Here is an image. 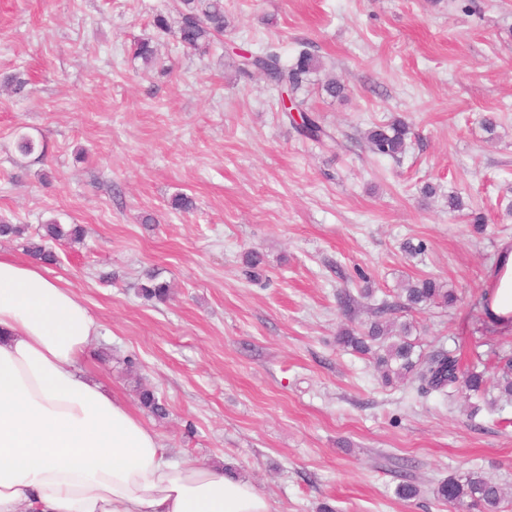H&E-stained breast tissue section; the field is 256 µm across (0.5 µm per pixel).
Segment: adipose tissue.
Segmentation results:
<instances>
[{"label": "adipose tissue", "mask_w": 512, "mask_h": 512, "mask_svg": "<svg viewBox=\"0 0 512 512\" xmlns=\"http://www.w3.org/2000/svg\"><path fill=\"white\" fill-rule=\"evenodd\" d=\"M489 310L512 321V244ZM99 324L37 264L0 255V512H271L249 482L172 459L78 366Z\"/></svg>", "instance_id": "1"}]
</instances>
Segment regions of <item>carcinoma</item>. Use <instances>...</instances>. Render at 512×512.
Wrapping results in <instances>:
<instances>
[{"label": "carcinoma", "mask_w": 512, "mask_h": 512, "mask_svg": "<svg viewBox=\"0 0 512 512\" xmlns=\"http://www.w3.org/2000/svg\"><path fill=\"white\" fill-rule=\"evenodd\" d=\"M176 11L177 27H172L163 14L155 16L153 25L160 34L172 36L182 47L204 55L214 40L224 35L227 26L224 0H177ZM157 52L155 42L142 40L136 45L134 57L148 69ZM235 56L239 74L248 77L260 72L280 93L287 95L291 105L282 106L283 116L291 120L292 111L300 113L302 123L295 129L301 136L321 144L327 140L335 141L308 100L298 95L308 77L321 70L319 56L307 49L301 50L290 63L282 62L280 54L271 50L260 53L242 50ZM364 139L373 154L398 159L407 151L410 128L404 120L395 117L387 123L373 124L365 132ZM42 230L41 243L31 244L30 252L47 264L55 263L56 255L46 243H77L85 235L82 225H65L55 220L44 224ZM140 295L147 300L163 301L167 296V286L150 277L141 285ZM457 301L454 291L441 285L435 277L421 276L402 288L397 301L382 302L377 308L376 320L363 331L345 328L337 341L344 348L369 357L386 384L404 383L415 378L420 381L419 391L424 395L437 392L449 398L457 387L462 386L470 394L482 396L486 392L484 372L475 366L467 372L462 371L457 357L444 349L425 359L415 356L414 343L409 339L410 325L396 322L397 313L403 309L428 305L450 308ZM498 370L499 397L512 402V353L498 356ZM137 396L140 404L155 417L163 419L168 415L165 404L150 388L137 386ZM434 495L453 512H505L506 499L502 488L479 471L448 476L438 484Z\"/></svg>", "instance_id": "cac0c4a2"}]
</instances>
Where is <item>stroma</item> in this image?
<instances>
[{
    "label": "stroma",
    "instance_id": "stroma-1",
    "mask_svg": "<svg viewBox=\"0 0 512 512\" xmlns=\"http://www.w3.org/2000/svg\"><path fill=\"white\" fill-rule=\"evenodd\" d=\"M224 5V40L200 56L153 25L175 18L173 0H0V217L27 227L0 238V254L29 260L48 220L84 225L47 268L101 324L84 367L172 458L232 466L271 512H449L435 488L470 471L512 501L511 404L470 416L465 392L450 402L384 385L336 342L432 275L458 302L405 314L417 352L455 351L497 396L512 324L490 319L487 295L512 240V0ZM143 39L158 43L148 69L131 51ZM243 44L321 58L301 95L335 148L283 120L264 76L237 73L228 50ZM329 76L346 98L323 91ZM394 116L413 131L405 155H373L365 129ZM23 133L44 156L18 152ZM452 193L467 212L449 210ZM179 194L194 211L172 209ZM251 251L257 281L244 273ZM151 274L169 287L163 301L139 294ZM139 382L165 419L141 410ZM406 481L418 497L397 495Z\"/></svg>",
    "mask_w": 512,
    "mask_h": 512
}]
</instances>
